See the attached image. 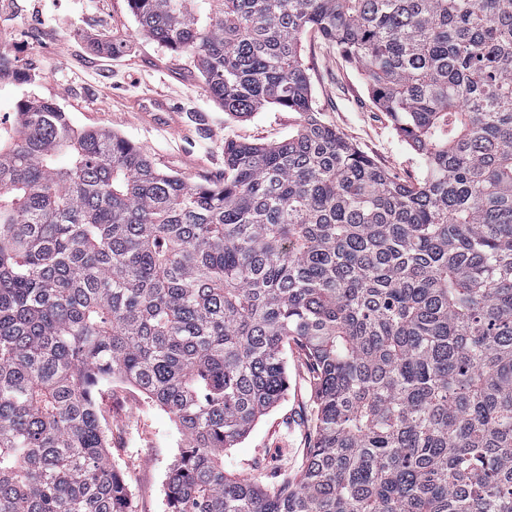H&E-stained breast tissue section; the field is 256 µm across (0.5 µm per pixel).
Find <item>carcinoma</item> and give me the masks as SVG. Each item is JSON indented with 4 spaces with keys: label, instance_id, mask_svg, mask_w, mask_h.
<instances>
[{
    "label": "carcinoma",
    "instance_id": "obj_1",
    "mask_svg": "<svg viewBox=\"0 0 512 512\" xmlns=\"http://www.w3.org/2000/svg\"><path fill=\"white\" fill-rule=\"evenodd\" d=\"M224 112H296L186 183L24 100L0 132V512H132L96 395L185 448L168 512H512V0H129ZM313 31L422 155L400 180L312 106ZM299 354L295 474L224 470Z\"/></svg>",
    "mask_w": 512,
    "mask_h": 512
}]
</instances>
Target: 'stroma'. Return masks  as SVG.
<instances>
[{"mask_svg": "<svg viewBox=\"0 0 512 512\" xmlns=\"http://www.w3.org/2000/svg\"><path fill=\"white\" fill-rule=\"evenodd\" d=\"M98 39L123 44L113 55L94 50ZM23 71L15 86H0V123L12 124L18 100L55 102L78 128L116 133L141 147L155 166L190 184L224 179V143H276L291 136L298 113L270 106L247 118L211 100L193 59L141 37L128 0H0V53ZM319 119L394 176L421 177L423 161L372 104L360 69L346 64L313 33L301 39ZM161 94L175 103L188 127L181 134L144 122L132 100ZM134 512H167L166 473L183 443L167 415L134 387L113 382L98 395ZM310 425L298 392L262 416L224 454L237 477L274 476L295 470L309 445Z\"/></svg>", "mask_w": 512, "mask_h": 512, "instance_id": "1", "label": "stroma"}]
</instances>
